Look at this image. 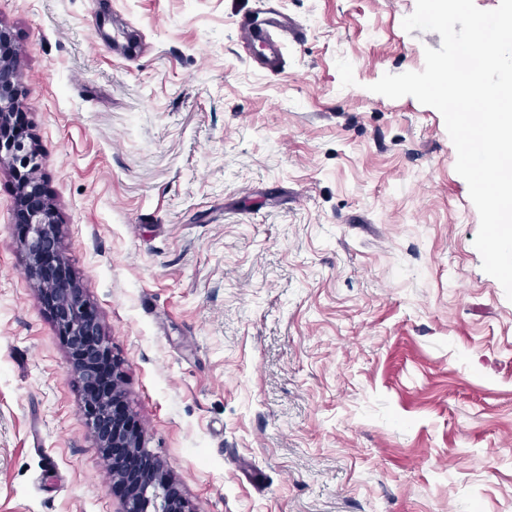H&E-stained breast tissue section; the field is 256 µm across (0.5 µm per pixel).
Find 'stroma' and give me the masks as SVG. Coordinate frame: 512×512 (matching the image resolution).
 I'll use <instances>...</instances> for the list:
<instances>
[{"label": "stroma", "mask_w": 512, "mask_h": 512, "mask_svg": "<svg viewBox=\"0 0 512 512\" xmlns=\"http://www.w3.org/2000/svg\"><path fill=\"white\" fill-rule=\"evenodd\" d=\"M416 0H0L70 279L193 512H512V301ZM0 165V512H119ZM271 17L261 27L248 15H243L237 25L238 38L244 48L251 44H258L261 49L259 58L253 57L257 67L277 72L281 70L285 57V40L291 37L294 41L302 38L300 25L288 19V15L282 12H271Z\"/></svg>", "instance_id": "obj_1"}]
</instances>
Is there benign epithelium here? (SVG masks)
I'll return each mask as SVG.
<instances>
[{"instance_id": "benign-epithelium-1", "label": "benign epithelium", "mask_w": 512, "mask_h": 512, "mask_svg": "<svg viewBox=\"0 0 512 512\" xmlns=\"http://www.w3.org/2000/svg\"><path fill=\"white\" fill-rule=\"evenodd\" d=\"M14 72L8 55V38L0 29V162L9 160L13 169L19 166L36 168V157L8 140L5 118L9 112L21 108V103L10 91ZM55 218L46 210L35 211L29 218L25 249L31 275H36L42 255L59 249ZM42 290L57 299L56 320L63 334L70 337V349L82 357L79 374L89 385L96 382L99 372L98 355L108 350L99 326L84 318L86 303L80 288L73 284L44 283ZM120 380H115L112 392L89 403L98 428L95 430L99 448H128L133 452L144 451L141 435L131 432L109 420L110 406L115 398H124ZM121 512H190L182 497L174 494L167 476L160 470L146 473L139 478L134 497L122 502Z\"/></svg>"}]
</instances>
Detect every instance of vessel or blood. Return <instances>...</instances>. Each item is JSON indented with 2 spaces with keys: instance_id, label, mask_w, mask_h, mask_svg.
<instances>
[{
  "instance_id": "obj_1",
  "label": "vessel or blood",
  "mask_w": 512,
  "mask_h": 512,
  "mask_svg": "<svg viewBox=\"0 0 512 512\" xmlns=\"http://www.w3.org/2000/svg\"><path fill=\"white\" fill-rule=\"evenodd\" d=\"M238 38L243 47L258 45L261 55L256 58L257 67L276 72L281 70L285 57L286 39L300 40L303 31L297 23L281 12L258 25L250 16H242L237 25Z\"/></svg>"
}]
</instances>
